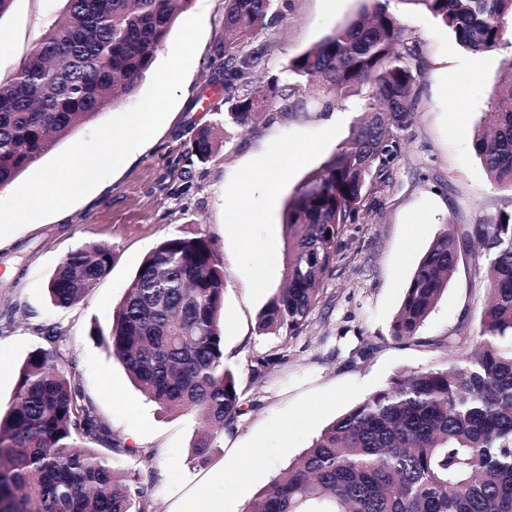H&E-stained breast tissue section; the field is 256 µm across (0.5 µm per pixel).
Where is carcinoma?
<instances>
[{
    "instance_id": "obj_1",
    "label": "carcinoma",
    "mask_w": 512,
    "mask_h": 512,
    "mask_svg": "<svg viewBox=\"0 0 512 512\" xmlns=\"http://www.w3.org/2000/svg\"><path fill=\"white\" fill-rule=\"evenodd\" d=\"M190 0H65L63 13L0 83V188L97 114L134 94ZM272 0H224V61L211 83L224 92V125L249 128L272 105L277 84L245 89L264 51L249 49ZM348 24L289 61L287 98L317 81L337 100L366 85L364 113L336 155L288 200L287 288L258 316L261 335L303 329L333 272L339 239L362 219L367 193L387 179L397 133L413 124L420 77L417 50L390 9L369 0ZM440 20L469 51L497 48L512 28V0H399ZM474 130L475 152L494 186L512 192V78L496 86ZM209 128L192 142L208 159ZM475 263L489 296L477 330L461 326L436 342L462 359L409 371L327 426L274 477L245 512H512V212L480 224L447 225L405 289L391 335L412 340L461 258ZM111 249L85 245L50 278L52 303L68 307L110 270ZM224 261L203 236L162 240L138 267L112 314L93 335L151 402L205 423L191 443L206 462L241 414L236 375L224 359L220 315ZM48 348L19 368L0 417V512H146L153 454L112 438L62 351L65 334L47 330ZM138 458L139 468L120 464Z\"/></svg>"
}]
</instances>
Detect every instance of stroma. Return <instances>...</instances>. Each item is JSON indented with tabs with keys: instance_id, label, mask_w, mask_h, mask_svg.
Segmentation results:
<instances>
[{
	"instance_id": "1",
	"label": "stroma",
	"mask_w": 512,
	"mask_h": 512,
	"mask_svg": "<svg viewBox=\"0 0 512 512\" xmlns=\"http://www.w3.org/2000/svg\"><path fill=\"white\" fill-rule=\"evenodd\" d=\"M64 0H13L0 17V82L12 78L34 41L57 18ZM362 0H273L253 43L264 48L251 84L291 82L297 56L353 19ZM401 25L419 49L417 114L401 131L389 180L366 200L360 223L348 225L322 301L294 336L258 334L259 313L285 284L286 203L348 139L368 89L325 103L302 91L304 107L275 99L249 130L224 125V97L196 109L222 61L224 0H191L187 15L204 16V32L178 101L158 132L87 195L9 236L0 250V410L31 351L48 328L66 336L73 371L113 438L154 454L156 476L146 492L150 512H177L184 497L206 492L223 512H243L259 492L308 448L334 419L397 375L449 358L437 347L462 324L479 321L485 294L473 256L464 255L447 290L414 341H397L391 325L406 284L438 233L449 224H477L512 210V193L496 189L473 144V127L491 92L512 71V34L495 50L473 55L429 13L394 0ZM210 127L218 146L207 160L191 150ZM305 151L290 166L275 198L241 192L245 171H257L283 146ZM203 236L224 259L221 323L227 364L239 377L242 412L207 462L190 451L200 422L162 412L130 382L121 363L91 336L108 329L137 268L163 239ZM89 243L108 245V274L79 303H51L47 284L60 262ZM12 277H4L6 268ZM287 354L285 364L258 361Z\"/></svg>"
}]
</instances>
